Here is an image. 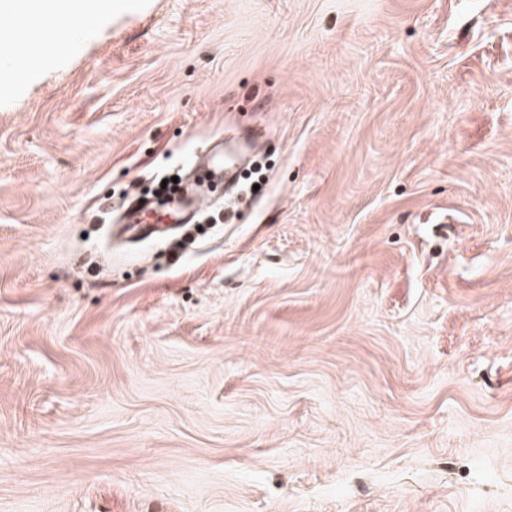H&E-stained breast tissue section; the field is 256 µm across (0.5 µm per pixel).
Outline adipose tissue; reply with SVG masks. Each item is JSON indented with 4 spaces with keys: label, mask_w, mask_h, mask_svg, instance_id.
Returning a JSON list of instances; mask_svg holds the SVG:
<instances>
[{
    "label": "adipose tissue",
    "mask_w": 512,
    "mask_h": 512,
    "mask_svg": "<svg viewBox=\"0 0 512 512\" xmlns=\"http://www.w3.org/2000/svg\"><path fill=\"white\" fill-rule=\"evenodd\" d=\"M111 10L112 0H0V17L8 21L7 26L0 28V40L21 30L38 32L46 18L68 23L80 17L90 26Z\"/></svg>",
    "instance_id": "1"
}]
</instances>
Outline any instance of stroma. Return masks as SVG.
I'll return each instance as SVG.
<instances>
[{
  "instance_id": "obj_1",
  "label": "stroma",
  "mask_w": 512,
  "mask_h": 512,
  "mask_svg": "<svg viewBox=\"0 0 512 512\" xmlns=\"http://www.w3.org/2000/svg\"><path fill=\"white\" fill-rule=\"evenodd\" d=\"M120 2L0 77V512H512V0ZM205 157V158H203ZM243 163L242 153L234 150L225 155L224 142L216 143L209 151L191 157V173L204 170L210 181L233 186L237 183ZM196 187L205 195L206 205H209L210 197L217 196L216 188H209L204 192ZM201 193L188 190L165 204L133 198L125 206L122 219L112 221L113 237L124 241L145 240L160 224H192L203 204ZM160 212H163V215ZM165 218H168L169 222L165 221Z\"/></svg>"
}]
</instances>
